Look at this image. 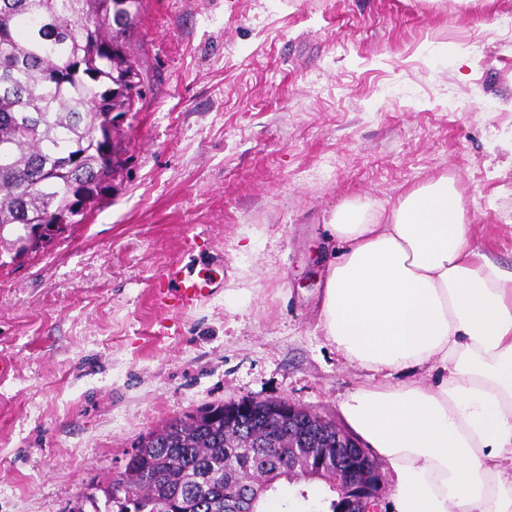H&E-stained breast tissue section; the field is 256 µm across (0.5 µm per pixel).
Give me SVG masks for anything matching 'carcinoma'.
<instances>
[{"instance_id":"1","label":"carcinoma","mask_w":512,"mask_h":512,"mask_svg":"<svg viewBox=\"0 0 512 512\" xmlns=\"http://www.w3.org/2000/svg\"><path fill=\"white\" fill-rule=\"evenodd\" d=\"M142 0H0V250L17 224H80L112 190L122 141L108 115L138 112L126 75L141 71L130 40ZM193 427L166 424L157 446L136 460L141 474L102 489L105 512H263L288 480L278 449L288 433L245 419L224 433V405ZM261 481L242 489V472Z\"/></svg>"}]
</instances>
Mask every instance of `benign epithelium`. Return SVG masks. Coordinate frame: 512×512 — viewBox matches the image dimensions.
I'll return each mask as SVG.
<instances>
[{"mask_svg": "<svg viewBox=\"0 0 512 512\" xmlns=\"http://www.w3.org/2000/svg\"><path fill=\"white\" fill-rule=\"evenodd\" d=\"M261 411L278 427L288 428L293 448L306 447L311 436L324 435L317 463L308 468L292 470L290 474L308 480L321 479L324 465L335 464L329 473V484L340 492L347 502L346 512H377L382 490L381 465L357 436L334 420L311 413L289 400L273 402L240 401L224 406V428H231L241 413Z\"/></svg>", "mask_w": 512, "mask_h": 512, "instance_id": "obj_1", "label": "benign epithelium"}]
</instances>
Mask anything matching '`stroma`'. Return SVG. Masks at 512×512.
<instances>
[{"mask_svg": "<svg viewBox=\"0 0 512 512\" xmlns=\"http://www.w3.org/2000/svg\"><path fill=\"white\" fill-rule=\"evenodd\" d=\"M132 49L151 81L112 194L0 267V512H70L212 405L344 423L378 379L323 328L346 203L451 178L512 266V0H144ZM173 264L212 295L157 300Z\"/></svg>", "mask_w": 512, "mask_h": 512, "instance_id": "35a3bbf8", "label": "stroma"}]
</instances>
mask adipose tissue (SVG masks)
<instances>
[{"instance_id": "obj_1", "label": "adipose tissue", "mask_w": 512, "mask_h": 512, "mask_svg": "<svg viewBox=\"0 0 512 512\" xmlns=\"http://www.w3.org/2000/svg\"><path fill=\"white\" fill-rule=\"evenodd\" d=\"M330 231L322 314L337 351L378 372L438 371L342 406L390 469L394 512H512V268L471 244L445 176L389 209L344 207Z\"/></svg>"}]
</instances>
